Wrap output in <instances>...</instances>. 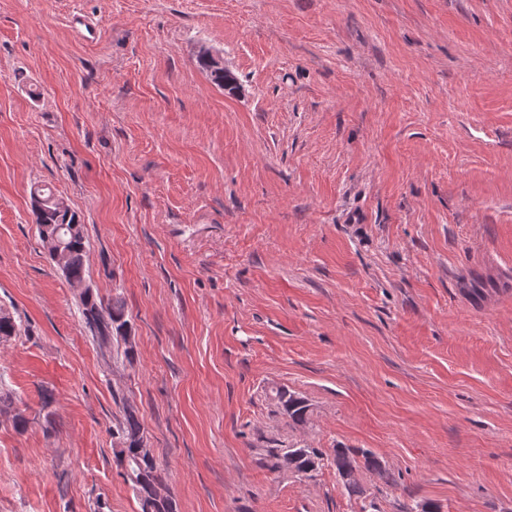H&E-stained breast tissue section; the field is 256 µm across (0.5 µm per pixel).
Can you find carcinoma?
I'll use <instances>...</instances> for the list:
<instances>
[{
    "mask_svg": "<svg viewBox=\"0 0 512 512\" xmlns=\"http://www.w3.org/2000/svg\"><path fill=\"white\" fill-rule=\"evenodd\" d=\"M197 62L219 87L235 84L234 75L224 74V67L213 56H200ZM55 198L56 194L51 191L39 188L34 190L32 214L39 239L55 235L62 244L66 281L71 284L87 277V240L79 215L68 208L59 209ZM79 299L81 319L98 344H108L114 339L123 341V358L128 364H133L136 348L126 342L130 320L127 318L124 300L119 296L105 299L93 289L87 290ZM21 332V321L12 313L0 310V343L12 340ZM274 400L280 413L288 419V425L303 427L308 424L310 405L304 397L279 388L275 390ZM0 413L12 414L16 430L27 428L28 418L23 411L13 410V400L7 392L0 391ZM115 432L118 442L112 449L113 461L135 493L140 512H177L173 496L160 498L156 494V485L163 482V479L158 473L153 450L147 446V438L135 406L130 403L124 406L122 419L115 427ZM288 455L295 461L292 473L304 479L314 478L325 464H330L351 499L364 498L365 490L357 478L362 469L376 473L387 483L395 482L378 457L367 449L336 448L328 454L308 443L296 442L272 452V467H281L283 458Z\"/></svg>",
    "mask_w": 512,
    "mask_h": 512,
    "instance_id": "cac0c4a2",
    "label": "carcinoma"
}]
</instances>
